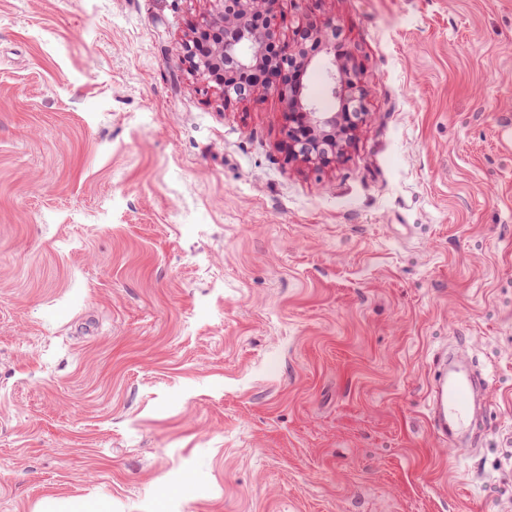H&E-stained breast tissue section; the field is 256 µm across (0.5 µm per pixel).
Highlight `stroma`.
<instances>
[{
	"label": "stroma",
	"mask_w": 512,
	"mask_h": 512,
	"mask_svg": "<svg viewBox=\"0 0 512 512\" xmlns=\"http://www.w3.org/2000/svg\"><path fill=\"white\" fill-rule=\"evenodd\" d=\"M280 8L371 89L322 171L189 71L213 0H0V512H512V0ZM464 366L448 370V352H444L432 376L430 400L427 409L430 430L435 438L454 446L463 436L472 433V424L478 419L471 406V393L479 382L486 390V382L460 357ZM41 512H112L111 503H102L89 499L71 503L47 501L41 505Z\"/></svg>",
	"instance_id": "obj_1"
}]
</instances>
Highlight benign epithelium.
<instances>
[{
	"mask_svg": "<svg viewBox=\"0 0 512 512\" xmlns=\"http://www.w3.org/2000/svg\"><path fill=\"white\" fill-rule=\"evenodd\" d=\"M216 13L193 28L181 52L190 69L215 83L224 103L258 94L276 95L284 108L280 149L288 163L303 162L317 170L336 165L351 143L358 121L368 115L370 89L362 79L354 52L336 50V26L330 20L310 24L302 33L280 41L284 18L279 0H215ZM321 64L326 89L336 101L323 109L306 93L297 75Z\"/></svg>",
	"mask_w": 512,
	"mask_h": 512,
	"instance_id": "7a95c632",
	"label": "benign epithelium"
}]
</instances>
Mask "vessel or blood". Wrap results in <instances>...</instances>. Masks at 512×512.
<instances>
[{"mask_svg":"<svg viewBox=\"0 0 512 512\" xmlns=\"http://www.w3.org/2000/svg\"><path fill=\"white\" fill-rule=\"evenodd\" d=\"M479 380L470 366L452 371L447 356H440L432 376L427 409L430 430L437 440L452 446L471 434L477 419L471 406V393Z\"/></svg>","mask_w":512,"mask_h":512,"instance_id":"obj_1","label":"vessel or blood"}]
</instances>
